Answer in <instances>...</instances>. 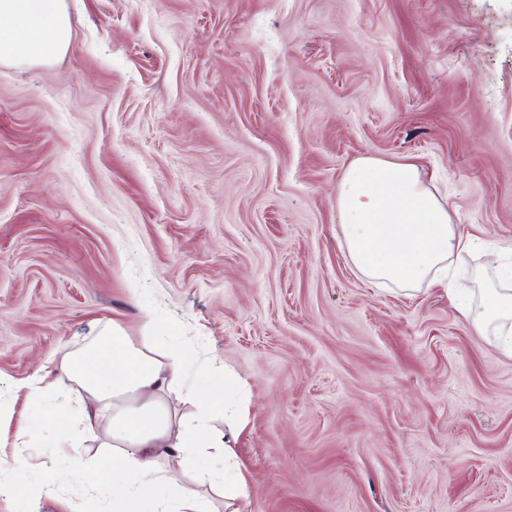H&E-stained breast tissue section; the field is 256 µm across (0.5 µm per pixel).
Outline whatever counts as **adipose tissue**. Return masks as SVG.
<instances>
[{
  "label": "adipose tissue",
  "instance_id": "ef3b65f1",
  "mask_svg": "<svg viewBox=\"0 0 512 512\" xmlns=\"http://www.w3.org/2000/svg\"><path fill=\"white\" fill-rule=\"evenodd\" d=\"M71 26L66 0H0V64L47 62L67 50ZM347 251L367 277L418 284L447 274L453 256L475 251L478 238L453 224L447 208L411 162L362 159L344 174L336 196ZM500 287L468 308L476 328L497 325L512 352V262L501 264ZM101 339L64 357L60 370L112 412V453L74 456L72 480H89L111 464L113 512H213L211 491L225 504L247 498L248 484L235 462L234 438L249 416V401L232 372L224 374L223 440L210 433L209 407L176 416L167 399L185 388L181 367L188 352L164 336L136 343L119 322ZM224 455V478L201 470L202 452Z\"/></svg>",
  "mask_w": 512,
  "mask_h": 512
}]
</instances>
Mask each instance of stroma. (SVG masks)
<instances>
[{"label": "stroma", "mask_w": 512, "mask_h": 512, "mask_svg": "<svg viewBox=\"0 0 512 512\" xmlns=\"http://www.w3.org/2000/svg\"><path fill=\"white\" fill-rule=\"evenodd\" d=\"M67 2L66 53L0 66V396L115 319L192 352L199 398L206 364L245 384L239 512H512V354L462 310L512 247V0ZM364 157L485 241L452 285L353 266ZM79 393L0 425V512H112L49 444Z\"/></svg>", "instance_id": "35a3bbf8"}]
</instances>
